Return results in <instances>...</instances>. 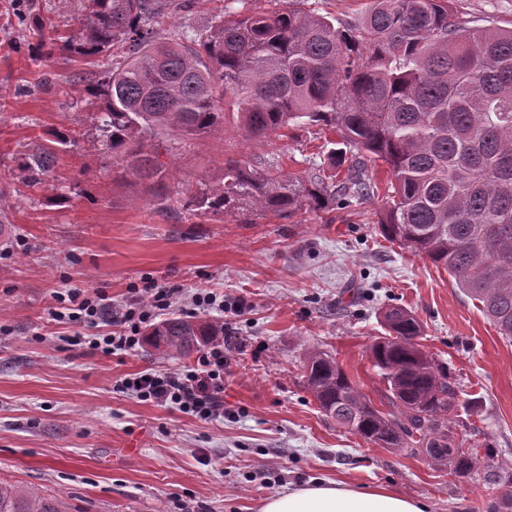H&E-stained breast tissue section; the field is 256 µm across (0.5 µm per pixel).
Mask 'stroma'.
Here are the masks:
<instances>
[{
    "instance_id": "1",
    "label": "stroma",
    "mask_w": 512,
    "mask_h": 512,
    "mask_svg": "<svg viewBox=\"0 0 512 512\" xmlns=\"http://www.w3.org/2000/svg\"><path fill=\"white\" fill-rule=\"evenodd\" d=\"M252 9L311 8L353 22L370 0H250ZM53 33H75L87 0H27ZM221 0H175L158 29L210 25ZM15 0H0V481L57 496L65 512H260L269 495L330 479L384 485L430 512H490L512 475V342L447 272L385 240L377 226L385 193L292 218L241 214L177 219L123 177L102 145L98 107L86 92L95 66L67 50L35 58ZM466 26L512 27V0H454ZM70 137L57 167L36 185L22 179L25 154ZM330 131L303 126L248 138L235 113L202 139H168L161 154L171 192L217 178L225 159L256 170L304 175L322 163ZM66 201H59V194ZM135 301L155 280L192 293L206 288L243 308L225 314L237 338L226 348L224 416L203 422L115 392L127 373L176 368L150 347L112 358L71 344L81 328L51 319L64 281ZM399 306L423 324L418 342L448 370L461 405L460 447L489 452L465 477L409 450L366 443L327 418L304 382L317 349L336 358L373 402L384 386L370 346L386 333L382 313Z\"/></svg>"
}]
</instances>
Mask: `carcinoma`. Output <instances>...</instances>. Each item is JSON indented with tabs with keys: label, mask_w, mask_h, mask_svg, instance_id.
Wrapping results in <instances>:
<instances>
[{
	"label": "carcinoma",
	"mask_w": 512,
	"mask_h": 512,
	"mask_svg": "<svg viewBox=\"0 0 512 512\" xmlns=\"http://www.w3.org/2000/svg\"><path fill=\"white\" fill-rule=\"evenodd\" d=\"M242 7L237 8L235 4ZM232 0L210 26L160 35L171 0H88L78 31L64 39L33 23L35 49L59 46L110 62L89 90L102 104L105 147L152 197L167 168L161 136L204 138L224 127V104L250 138L321 126L337 140L330 166L345 175L260 173L230 159L217 179L177 199L192 217L257 211L290 218L307 205L346 209L377 195L368 164L390 174L380 234L448 270L499 335L512 341V28L463 27L450 0H371L357 23L336 25L310 9L254 12ZM56 144L19 163L38 182L59 159ZM387 334L371 345L388 408L374 406L335 358L309 352L307 388L336 424L381 448L410 450L453 473L480 459L453 443L458 396L448 372L419 348L418 320L391 307ZM191 316L143 331L155 350L184 357L219 336ZM0 512H62L52 495L0 482Z\"/></svg>",
	"instance_id": "carcinoma-1"
}]
</instances>
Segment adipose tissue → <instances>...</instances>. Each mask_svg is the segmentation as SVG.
Returning a JSON list of instances; mask_svg holds the SVG:
<instances>
[{"mask_svg":"<svg viewBox=\"0 0 512 512\" xmlns=\"http://www.w3.org/2000/svg\"><path fill=\"white\" fill-rule=\"evenodd\" d=\"M426 502L405 497L390 488H352L319 481L268 496L260 512H428Z\"/></svg>","mask_w":512,"mask_h":512,"instance_id":"1","label":"adipose tissue"}]
</instances>
